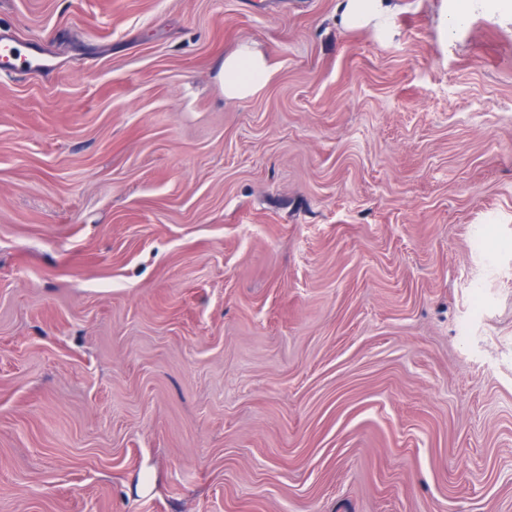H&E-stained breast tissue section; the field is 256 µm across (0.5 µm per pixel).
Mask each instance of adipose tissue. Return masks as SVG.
Returning a JSON list of instances; mask_svg holds the SVG:
<instances>
[{"mask_svg": "<svg viewBox=\"0 0 512 512\" xmlns=\"http://www.w3.org/2000/svg\"><path fill=\"white\" fill-rule=\"evenodd\" d=\"M270 77L271 68L266 56L249 43L240 44L228 54L220 72L224 96L230 100L255 95Z\"/></svg>", "mask_w": 512, "mask_h": 512, "instance_id": "obj_1", "label": "adipose tissue"}]
</instances>
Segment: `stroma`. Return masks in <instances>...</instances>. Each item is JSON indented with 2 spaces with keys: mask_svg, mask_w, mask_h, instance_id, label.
<instances>
[{
  "mask_svg": "<svg viewBox=\"0 0 512 512\" xmlns=\"http://www.w3.org/2000/svg\"><path fill=\"white\" fill-rule=\"evenodd\" d=\"M338 3L0 0V512H512V0ZM342 15L350 26H361L384 14L386 0H344ZM266 56L250 43H241L224 57L220 72L224 97L243 100L255 95L270 79Z\"/></svg>",
  "mask_w": 512,
  "mask_h": 512,
  "instance_id": "stroma-1",
  "label": "stroma"
}]
</instances>
